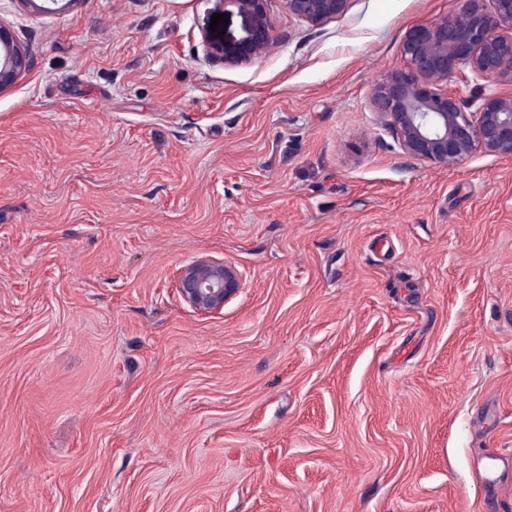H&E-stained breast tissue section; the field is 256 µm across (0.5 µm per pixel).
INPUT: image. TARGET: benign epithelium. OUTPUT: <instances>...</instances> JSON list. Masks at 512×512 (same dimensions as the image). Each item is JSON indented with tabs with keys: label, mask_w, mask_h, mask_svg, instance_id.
<instances>
[{
	"label": "benign epithelium",
	"mask_w": 512,
	"mask_h": 512,
	"mask_svg": "<svg viewBox=\"0 0 512 512\" xmlns=\"http://www.w3.org/2000/svg\"><path fill=\"white\" fill-rule=\"evenodd\" d=\"M224 13L244 19L242 33L202 34L206 55L238 66L264 56L277 40L269 0H221ZM348 0H285L290 14L313 26L342 15ZM404 65L378 79L371 105L395 136L401 154L453 168L480 150L512 157V94L475 85L468 99L452 83L492 80L512 84V0H465L455 15L409 28ZM27 50L0 22V90L26 70ZM243 273L206 257L178 270L176 288L201 315L220 312L241 288Z\"/></svg>",
	"instance_id": "benign-epithelium-1"
}]
</instances>
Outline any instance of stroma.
I'll return each instance as SVG.
<instances>
[{"label":"stroma","mask_w":512,"mask_h":512,"mask_svg":"<svg viewBox=\"0 0 512 512\" xmlns=\"http://www.w3.org/2000/svg\"><path fill=\"white\" fill-rule=\"evenodd\" d=\"M464 0H0V512H512V158L401 155L371 105ZM242 288L201 315L199 257ZM270 0H219L224 4V15L234 11L244 19L239 36L205 30L202 34L206 55L224 61L226 66H238L264 56L277 40L268 9ZM290 14L313 26H320L325 21L342 15L348 0H285ZM27 64V50L0 22V90L12 85L26 70ZM242 281L243 273L234 263L202 257L178 270L176 288L197 313L210 315L224 309Z\"/></svg>","instance_id":"1"}]
</instances>
